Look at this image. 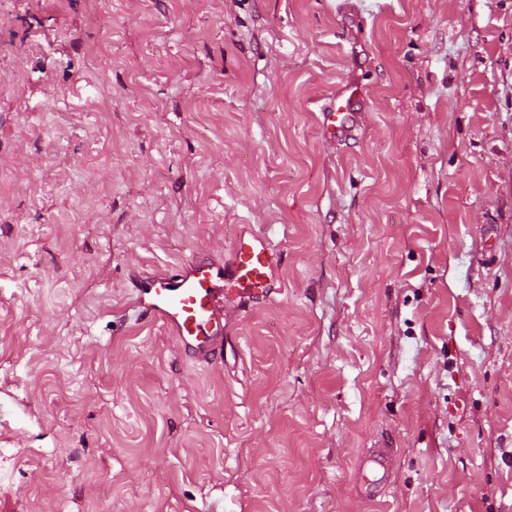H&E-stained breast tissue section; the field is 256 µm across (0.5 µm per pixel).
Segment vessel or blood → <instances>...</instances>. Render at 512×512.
Segmentation results:
<instances>
[{
	"mask_svg": "<svg viewBox=\"0 0 512 512\" xmlns=\"http://www.w3.org/2000/svg\"><path fill=\"white\" fill-rule=\"evenodd\" d=\"M362 103L359 82H348L340 99L321 106V125L331 141L352 136L356 109ZM280 255L263 233L240 235L229 263L199 255L162 274H140L134 280L136 300L145 316L167 327L191 360L213 362L224 354L226 301L270 300L278 287L272 271Z\"/></svg>",
	"mask_w": 512,
	"mask_h": 512,
	"instance_id": "b4317fda",
	"label": "vessel or blood"
}]
</instances>
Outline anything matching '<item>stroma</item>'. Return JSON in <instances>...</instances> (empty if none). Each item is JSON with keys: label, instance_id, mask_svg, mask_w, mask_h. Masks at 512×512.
Masks as SVG:
<instances>
[{"label": "stroma", "instance_id": "obj_1", "mask_svg": "<svg viewBox=\"0 0 512 512\" xmlns=\"http://www.w3.org/2000/svg\"><path fill=\"white\" fill-rule=\"evenodd\" d=\"M249 230L192 361L132 279ZM0 512H512V0H0ZM340 97L320 107L324 135L333 142L346 140L354 135L358 115L356 108L362 105L359 82H348Z\"/></svg>", "mask_w": 512, "mask_h": 512}]
</instances>
